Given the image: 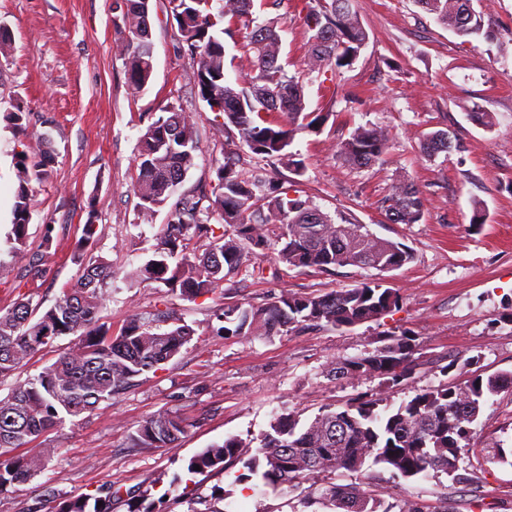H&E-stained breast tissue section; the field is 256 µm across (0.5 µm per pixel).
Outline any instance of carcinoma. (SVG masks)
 <instances>
[{
    "mask_svg": "<svg viewBox=\"0 0 512 512\" xmlns=\"http://www.w3.org/2000/svg\"><path fill=\"white\" fill-rule=\"evenodd\" d=\"M122 26L131 38L125 46L129 90H145L153 74V56L147 45L150 27L144 14L149 0H117ZM213 0H168L181 43L196 66L198 95L211 111L223 118L226 132H237L240 143L262 159L276 161L295 176L305 173L303 163L288 151L295 135L320 129L332 112H309L304 84L288 75L281 62L280 21L259 20L254 0H235L233 8L213 11ZM417 4L460 37L490 38L473 0H416ZM307 27L306 66L311 73L330 75L353 65L367 45L368 34L355 8V0H305ZM240 34L249 53L252 73L232 83L225 77L224 35ZM277 112L287 124L268 120ZM454 147L446 130L431 133L421 144L427 157L448 153ZM387 133L375 126H359L338 146V156L358 169L385 162ZM199 137L194 123L182 110L167 105L140 138L135 195L139 215L148 219L178 195L171 217L162 225L150 258L140 269L145 280L162 283L187 299L213 293L229 275L248 260L251 246L263 239L254 235L252 222L272 224L278 261L289 267L328 272L337 267L374 268L387 272L414 258L407 246L379 238L363 224L345 217L340 222L301 197L266 187L257 172L249 177L229 163L215 169L216 181L208 206L193 190L179 191L196 167ZM50 157L48 142L19 154V186L15 197L11 240L26 242L31 219L32 174ZM382 209L393 224H416L424 216L419 191L401 183L382 200ZM224 226L217 235L212 221ZM209 240L202 254H188L194 238ZM83 272L77 282L45 311L23 298L0 311V379H6L37 352L57 338L79 335L51 365L37 376L14 381L9 394L0 398V493L23 485L42 474L58 449L48 442L38 453L17 449L46 435L66 416L78 417L109 403L136 379L177 357L190 343L194 329L179 317L160 319L131 315L120 334L99 323V314L109 298L112 270L95 257L78 255ZM399 304L398 294L379 282H361L352 288L332 289L323 294L297 296L283 292L260 307L229 308L223 312L226 335L276 336L305 326L349 328L378 319ZM415 339L403 333L389 335L372 351L332 361L326 375L355 380L373 376L398 384L411 377L418 366ZM504 390L512 391V372L484 377L474 375L464 384L443 385L415 394L394 409H379L381 399H357L342 409H324L302 423L279 416L260 439L255 450L229 437L189 458L191 475L219 473L240 464L246 472L240 479L260 477L271 490L296 487L312 474L355 472L366 463L381 465L394 480H412L434 471L452 480L466 470L462 451L470 445L473 426L485 401ZM182 422L169 412H159L143 421L133 437L139 448H166L183 433ZM200 470H195V467ZM181 482L174 475L162 495L149 493L128 497V512H155L181 504L175 494ZM224 488L214 486L197 497L204 509L188 512H224ZM120 491L110 485L92 493L61 496L44 489L30 512H112ZM319 500L333 512H421L418 504L394 497L387 502L353 485L331 484Z\"/></svg>",
    "mask_w": 512,
    "mask_h": 512,
    "instance_id": "cac0c4a2",
    "label": "carcinoma"
}]
</instances>
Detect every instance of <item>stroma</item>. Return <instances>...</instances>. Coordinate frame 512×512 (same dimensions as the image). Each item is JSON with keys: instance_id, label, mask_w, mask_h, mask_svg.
Here are the masks:
<instances>
[{"instance_id": "obj_1", "label": "stroma", "mask_w": 512, "mask_h": 512, "mask_svg": "<svg viewBox=\"0 0 512 512\" xmlns=\"http://www.w3.org/2000/svg\"><path fill=\"white\" fill-rule=\"evenodd\" d=\"M303 0L268 7L260 18L281 17L282 61L289 74L304 73ZM491 38L463 39L437 23L416 0H356L368 43L335 83L304 74L308 108L331 110L318 133L296 134L291 150L305 164L294 188L321 211L349 215L376 236L407 245L412 262L380 273L345 266L330 272L275 263L277 242L266 235L248 265L216 293L193 300L163 284L143 281L136 270L170 209L141 221L134 194L140 136L162 106L186 112L199 133L196 166L186 187L210 186L214 167L237 156L240 170L261 163L227 138L214 112L197 95L196 69L183 54L167 0H150L154 71L147 88L131 94L123 47L128 31L117 27L115 0H0V25L12 49L0 55V310L18 299L50 307L81 273L75 253L87 221L98 238L90 255L112 267L111 297L100 318L120 333L130 315L173 311L194 330L192 341L166 364L140 376L112 403L65 418L46 439L58 453L29 484L0 494V512H29L43 486L64 495L102 485L121 492L150 488L162 473L182 475L187 512L199 487L223 486L226 512H329L305 502L307 492L328 483L352 484L415 500L423 512H512V465L471 457L472 479L456 483L429 473L392 481L381 467L326 477L272 491L239 480L238 469L199 480L183 467L197 451L233 436L257 447L270 422L282 414L301 420L322 409L342 408L368 395L398 406L416 393L472 374L512 372V0H474ZM31 112L26 130L5 118L15 105ZM491 113L493 127L472 120ZM382 127L389 136L383 168L356 169L337 155L338 143L356 127ZM448 131L458 150L430 159L419 145L430 133ZM48 137L52 160L32 181L27 240L13 249L9 237L19 185L21 151ZM399 180L413 183L423 201L417 224L390 223L380 201ZM484 220L473 223L474 208ZM381 278L400 296L377 320L350 328L317 327L273 337L225 335L224 307H259L287 291L318 295ZM409 333L420 364L411 378L389 386L378 377L332 380L330 361L366 353L386 334ZM464 370L449 369L450 360ZM171 412L184 432L167 448L134 447L137 426ZM475 448H512V392L490 397L475 426Z\"/></svg>"}]
</instances>
